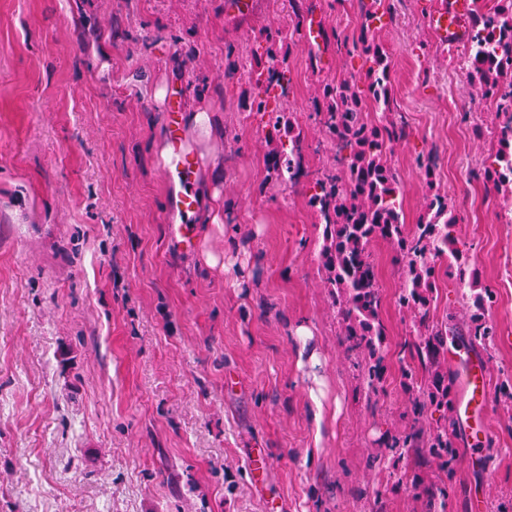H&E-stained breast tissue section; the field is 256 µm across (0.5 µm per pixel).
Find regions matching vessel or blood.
<instances>
[{
	"instance_id": "b4317fda",
	"label": "vessel or blood",
	"mask_w": 512,
	"mask_h": 512,
	"mask_svg": "<svg viewBox=\"0 0 512 512\" xmlns=\"http://www.w3.org/2000/svg\"><path fill=\"white\" fill-rule=\"evenodd\" d=\"M466 12L467 0H444L429 15L427 23L443 42H459L467 31ZM195 166L192 152L180 145L173 146L167 173L176 191L170 199L166 233L169 240L185 253L193 252L195 247L191 228L185 221L186 216L198 208V199L190 188ZM448 359L457 376V416L466 437L475 442L474 447L467 449L463 461L465 469L470 470L484 462L476 442L488 433L490 370L482 358L468 351H450Z\"/></svg>"
}]
</instances>
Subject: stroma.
Wrapping results in <instances>:
<instances>
[{"instance_id":"obj_1","label":"stroma","mask_w":512,"mask_h":512,"mask_svg":"<svg viewBox=\"0 0 512 512\" xmlns=\"http://www.w3.org/2000/svg\"><path fill=\"white\" fill-rule=\"evenodd\" d=\"M325 36L356 39V0H298ZM436 0H410L375 37L393 57L391 82L410 135L392 163L405 185L403 219L422 213L419 155L436 152L456 204L463 261L492 288L497 330L487 470L428 477L448 488L447 512H468L471 485L487 512L512 505V202L486 192L493 106L448 68L427 28ZM295 26L287 0H0V512H427L397 483L412 459L388 451L405 402L400 381L409 319L397 302L389 244L374 243L389 356L384 392L368 401L339 343L322 283V228L307 206L333 161L309 110L322 82L364 80L360 52L321 55L294 34L287 95L224 74L225 50L265 59L264 33ZM206 113L214 134L186 135L198 176L224 203L184 254L165 235L174 193L159 151L169 97ZM294 107L305 131L304 176L271 182L272 112ZM436 320L462 330L456 271L440 272ZM311 327L320 363L298 368L295 330ZM322 378L340 401L337 425L316 433L309 391ZM269 464L252 480L249 463ZM375 462H368V454Z\"/></svg>"}]
</instances>
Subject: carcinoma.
Masks as SVG:
<instances>
[{
  "instance_id": "obj_1",
  "label": "carcinoma",
  "mask_w": 512,
  "mask_h": 512,
  "mask_svg": "<svg viewBox=\"0 0 512 512\" xmlns=\"http://www.w3.org/2000/svg\"><path fill=\"white\" fill-rule=\"evenodd\" d=\"M372 6L360 5V35L352 43L336 37V51L351 53L362 48L371 66L364 83L349 74H340L319 87L310 102L319 117L324 140L334 151L336 167L324 171L314 183L307 205L316 223L323 226L319 258L324 287L336 305L347 353L361 373L367 393L381 387L387 369L386 328L381 319L383 294L372 245L387 242L401 271L398 303L409 314L410 340L404 344L415 366L403 368V389L407 394L400 419L403 429L392 436L388 448L396 459L417 449L413 475L405 476L413 496L424 500L429 512H446L447 490L428 482L421 474L434 464L450 477L458 459L457 429L454 419L453 377L448 372V329L434 321L436 262L458 260L450 227L457 223V209L448 192L433 188L418 222L402 220L401 203L405 186L390 163L393 147L408 136L407 128L395 119L397 112L391 84V56L385 47L367 34L381 20L380 0ZM487 10L469 9L470 34L483 40L471 59L469 80L482 95L493 99L496 132L494 161L484 168L488 192L502 188L500 166L509 164L512 182V122L502 130L506 114L512 115V0H487ZM267 65L251 68L246 80L266 88H288V56L282 46L288 35L281 30L266 33ZM275 132L269 153L272 178L279 183L298 182L303 175L299 124L276 113ZM291 144L284 153L282 139ZM458 268V288L468 297L473 312L465 321V335L472 345L489 346L496 331L484 316L493 303V293L481 287L476 273ZM441 418L427 423L428 415Z\"/></svg>"
}]
</instances>
